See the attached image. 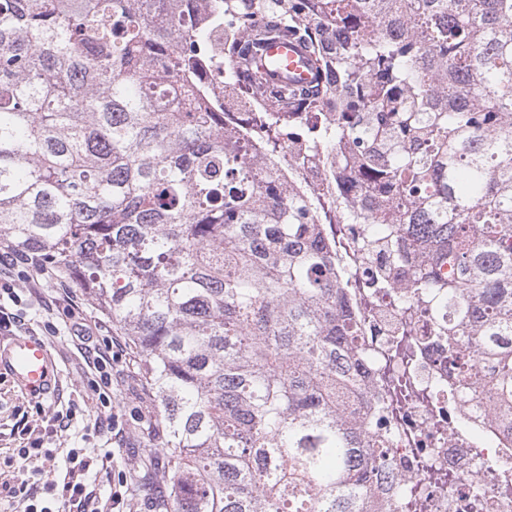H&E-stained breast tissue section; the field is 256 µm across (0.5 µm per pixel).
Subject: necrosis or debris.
Wrapping results in <instances>:
<instances>
[{
    "mask_svg": "<svg viewBox=\"0 0 512 512\" xmlns=\"http://www.w3.org/2000/svg\"><path fill=\"white\" fill-rule=\"evenodd\" d=\"M208 25V51L198 73L212 96L222 100L224 123L234 128L248 125L249 112L224 96V54L218 45L224 37V18L206 9L201 0H184L183 33L191 24ZM279 166L286 178L307 197L317 198L330 185L326 163L310 164L293 151L281 149ZM363 334L358 346L378 353L387 330L404 321L397 294L383 296L377 307L358 301ZM417 363L408 378L414 397L397 424L395 437L385 454L386 467L372 487L384 512H413L399 489L414 483L420 463L430 460L436 469L455 475L454 483L431 484L432 512H512V432L503 430L494 414L491 396L476 395L460 401L459 381L448 364V339L435 335L431 322L419 320L414 328Z\"/></svg>",
    "mask_w": 512,
    "mask_h": 512,
    "instance_id": "1",
    "label": "necrosis or debris"
}]
</instances>
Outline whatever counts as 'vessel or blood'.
Masks as SVG:
<instances>
[{
  "label": "vessel or blood",
  "mask_w": 512,
  "mask_h": 512,
  "mask_svg": "<svg viewBox=\"0 0 512 512\" xmlns=\"http://www.w3.org/2000/svg\"><path fill=\"white\" fill-rule=\"evenodd\" d=\"M266 55L276 77L290 76L298 83L310 80V65L301 47L271 42ZM53 359L44 341L34 334L0 336V374L8 375L24 394L47 398L54 392Z\"/></svg>",
  "instance_id": "vessel-or-blood-1"
}]
</instances>
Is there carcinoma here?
Wrapping results in <instances>:
<instances>
[{
  "label": "carcinoma",
  "mask_w": 512,
  "mask_h": 512,
  "mask_svg": "<svg viewBox=\"0 0 512 512\" xmlns=\"http://www.w3.org/2000/svg\"><path fill=\"white\" fill-rule=\"evenodd\" d=\"M0 0V243L112 317L159 409L161 512H375L384 466L353 406L373 364L408 395L403 341L366 357L325 224H361L374 288L401 289L512 427V0H213L224 86L257 107L264 185L194 73L179 2ZM304 45L305 87L266 45ZM336 154V190L285 193V136Z\"/></svg>",
  "instance_id": "1"
}]
</instances>
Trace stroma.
I'll use <instances>...</instances> for the list:
<instances>
[{"label": "stroma", "instance_id": "1", "mask_svg": "<svg viewBox=\"0 0 512 512\" xmlns=\"http://www.w3.org/2000/svg\"><path fill=\"white\" fill-rule=\"evenodd\" d=\"M45 342L56 364V389L53 396L45 399V406L57 410H69L70 421L66 431L56 442V459L50 470L44 471L42 481L61 480L68 467L67 452L82 448L95 454H109L106 468L90 469L86 484L100 497H108L114 489L112 474L122 473L126 480L123 495V512H153L151 497L139 488L143 463L150 455L153 430L160 422L156 407L146 401L139 386L131 378V359L122 357L112 364V411L119 417L122 436L108 438L93 431L98 402L88 387L89 369L70 341L68 331ZM35 402L22 394L8 377L0 376V477L24 481L29 470L9 465L14 448L22 444L24 437L16 430L22 417H35Z\"/></svg>", "mask_w": 512, "mask_h": 512}]
</instances>
